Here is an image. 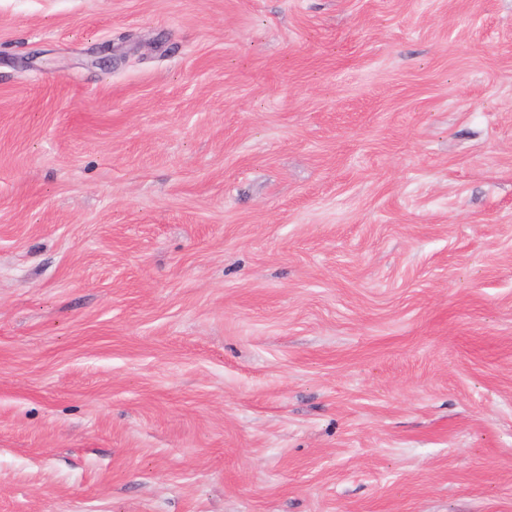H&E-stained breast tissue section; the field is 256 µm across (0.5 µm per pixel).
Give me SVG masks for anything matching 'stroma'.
<instances>
[{
  "label": "stroma",
  "instance_id": "obj_1",
  "mask_svg": "<svg viewBox=\"0 0 512 512\" xmlns=\"http://www.w3.org/2000/svg\"><path fill=\"white\" fill-rule=\"evenodd\" d=\"M0 512H512V0H0Z\"/></svg>",
  "mask_w": 512,
  "mask_h": 512
}]
</instances>
